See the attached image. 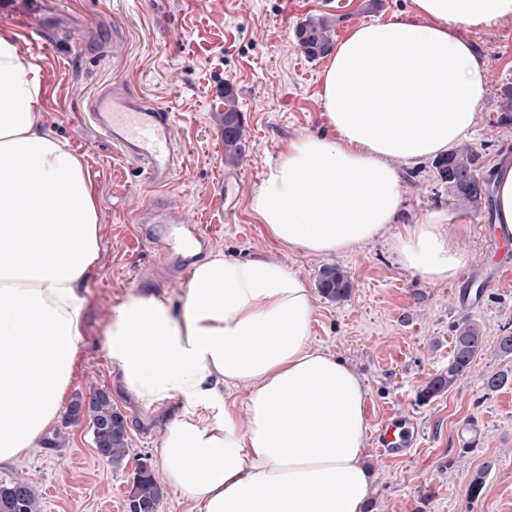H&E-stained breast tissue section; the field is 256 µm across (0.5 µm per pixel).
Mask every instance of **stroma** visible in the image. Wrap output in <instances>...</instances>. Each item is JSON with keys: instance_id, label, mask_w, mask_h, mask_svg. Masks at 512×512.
<instances>
[{"instance_id": "35a3bbf8", "label": "stroma", "mask_w": 512, "mask_h": 512, "mask_svg": "<svg viewBox=\"0 0 512 512\" xmlns=\"http://www.w3.org/2000/svg\"><path fill=\"white\" fill-rule=\"evenodd\" d=\"M408 13L409 0H52L40 18L45 40L33 43L13 0H0V30L16 33L19 52L42 64L48 94L41 128L82 160L98 198V256L82 285L87 308L70 395L103 390L129 436L124 464L115 468L98 457L88 420L60 416L41 447L0 468L1 478L36 486L41 512H128L136 465L161 471L164 426L184 410L179 400L156 410L139 406L123 391L104 346L112 309L127 294L150 291L177 310L190 281L139 243L127 206L144 197L177 204L188 223L210 235L209 253L273 257L312 287L322 267L346 270L351 291L344 301L315 298L311 341L359 373L369 425L392 412L411 417L420 432L419 447L406 459L384 456L367 438L369 512H512V383L497 391L485 385L489 374L512 375V356L495 351L498 336L512 332V277L492 285L465 273L422 280L401 266L388 234L345 253L309 255L276 243L250 210L281 144L317 132L324 121L321 75L328 60L301 52L297 26L323 15L335 21L340 40L355 26ZM75 28L88 37L80 56L68 43ZM458 33L487 71V93L463 143L479 155L478 177L488 178L512 158V120L502 110L512 98V18ZM114 84L176 115L179 162L164 187L148 186L143 161L124 155L86 110L89 98ZM228 89L245 128V151L232 166L224 162L221 123ZM231 172L243 188L230 209L223 186ZM401 190V223L443 212L468 263L497 265L486 250L494 214L452 196L432 163L406 169ZM465 319L482 328L486 352L443 395L422 398L427 382L447 369L453 327ZM478 474L483 488L474 497L470 484Z\"/></svg>"}]
</instances>
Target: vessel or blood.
<instances>
[{
	"label": "vessel or blood",
	"mask_w": 512,
	"mask_h": 512,
	"mask_svg": "<svg viewBox=\"0 0 512 512\" xmlns=\"http://www.w3.org/2000/svg\"><path fill=\"white\" fill-rule=\"evenodd\" d=\"M87 109L97 123L108 130L113 144L145 162L147 183L159 187L167 184L174 170L173 112L122 86L101 92L89 101ZM135 216L143 235L164 237L171 263L188 270L179 207L155 202L142 204ZM376 440L384 455L405 457L417 445L418 435L408 420L389 418L378 431Z\"/></svg>",
	"instance_id": "b4317fda"
}]
</instances>
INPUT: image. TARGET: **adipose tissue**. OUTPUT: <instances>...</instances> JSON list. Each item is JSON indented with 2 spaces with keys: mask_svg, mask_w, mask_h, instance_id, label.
I'll return each instance as SVG.
<instances>
[{
  "mask_svg": "<svg viewBox=\"0 0 512 512\" xmlns=\"http://www.w3.org/2000/svg\"><path fill=\"white\" fill-rule=\"evenodd\" d=\"M410 20L374 21L340 40L322 74L324 125L285 142L250 209L270 236L312 255L347 252L392 232L401 265L430 281L467 259L431 212L398 221L401 170L472 132L486 69L459 28L512 17V0H411ZM0 31V465L39 447L57 422L78 357L97 257V199L81 160L42 131L35 57ZM67 193L45 205L43 185ZM77 225L75 236L65 222ZM314 295L279 260L197 262L181 311L140 292L113 309L105 350L145 409H187L165 426L166 480L196 512H366V390L311 342ZM241 386L243 401L223 389ZM212 416H195L196 406Z\"/></svg>",
  "mask_w": 512,
  "mask_h": 512,
  "instance_id": "obj_1",
  "label": "adipose tissue"
}]
</instances>
